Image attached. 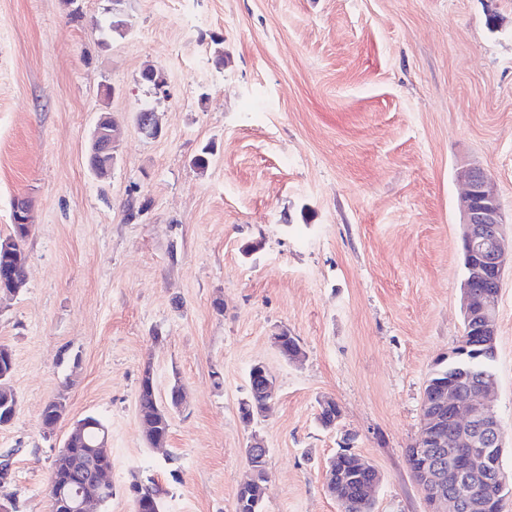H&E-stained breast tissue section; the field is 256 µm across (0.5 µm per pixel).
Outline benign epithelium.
<instances>
[{"instance_id": "7a95c632", "label": "benign epithelium", "mask_w": 512, "mask_h": 512, "mask_svg": "<svg viewBox=\"0 0 512 512\" xmlns=\"http://www.w3.org/2000/svg\"><path fill=\"white\" fill-rule=\"evenodd\" d=\"M115 135L93 132L94 153L112 154ZM462 191L460 237L468 254V278L462 289L469 328L448 351L447 359L465 356L469 341L479 340L489 354L496 352L497 298L504 275L512 269V245L504 232V220L491 177L477 166L458 170ZM475 284L490 289L482 302L473 299ZM250 375L265 398L274 393V381L264 365ZM498 386L497 377L482 374L465 398H459L451 385L434 384L424 391L422 426L414 448L416 472L427 512H502L506 476L501 464L505 433L492 409ZM365 492L372 493L381 474L360 463Z\"/></svg>"}]
</instances>
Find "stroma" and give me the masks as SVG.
Instances as JSON below:
<instances>
[{"label": "stroma", "mask_w": 512, "mask_h": 512, "mask_svg": "<svg viewBox=\"0 0 512 512\" xmlns=\"http://www.w3.org/2000/svg\"><path fill=\"white\" fill-rule=\"evenodd\" d=\"M109 6L0 0V237L16 200L32 224L26 285L0 298L18 401L0 493L51 512L53 460L94 415L112 456L103 512H133L135 477L165 489L163 512H234L255 434L262 512H339L325 466L346 447L382 475L373 512H426L406 451L464 331L459 168L491 175L512 239V0H124L118 34ZM149 65L163 88L141 80ZM145 107L158 136L136 124ZM103 113L117 147L100 178L87 154ZM257 363L276 395L247 423ZM147 368L160 402L186 394L161 448L137 413ZM495 368L512 475V272Z\"/></svg>", "instance_id": "35a3bbf8"}]
</instances>
